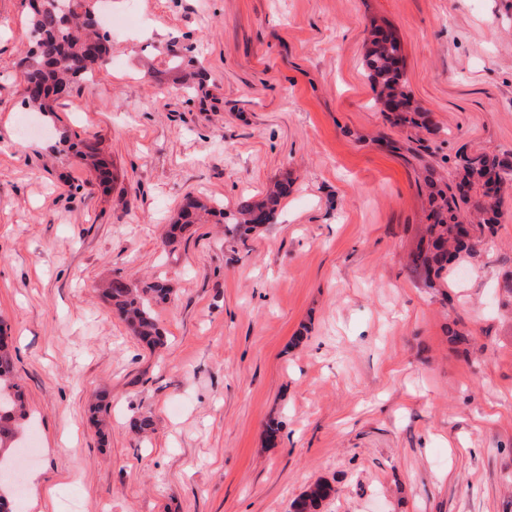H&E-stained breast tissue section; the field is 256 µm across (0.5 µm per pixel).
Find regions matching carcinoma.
I'll return each instance as SVG.
<instances>
[{
	"label": "carcinoma",
	"mask_w": 512,
	"mask_h": 512,
	"mask_svg": "<svg viewBox=\"0 0 512 512\" xmlns=\"http://www.w3.org/2000/svg\"><path fill=\"white\" fill-rule=\"evenodd\" d=\"M96 12L97 0H76L67 16L55 7V0H40V6L32 7L29 24L36 33L35 48L20 60L19 66L23 72V101L33 111H54V103L71 90L76 80L90 78L108 62L110 47L108 39L97 31ZM403 64L398 38L391 32L377 33L368 50L366 66L368 79L379 88V101L383 105L394 99L404 103V111L388 113L393 125L427 129L428 116L412 107L401 83ZM76 156L97 173L101 185L109 183L110 173L98 160L95 145L84 143ZM427 187L428 245L411 256L410 266L432 283L462 256L474 254L475 241L495 234L496 200L512 189V160L496 154H466L459 159L453 184L442 187L430 177ZM289 192V182L279 181L264 198L245 201L230 215L206 200L188 196L170 224L167 242L176 243L178 235L196 223L203 212L219 216L222 223L230 225L232 233L271 224L278 203ZM102 295L141 343L150 349L163 346L164 334L154 306L171 300L173 289L166 281L154 279L138 286L115 278L102 288ZM26 416V394L16 379L10 343L0 338L1 472L19 450ZM331 495L329 484L317 482L292 502L291 512H318Z\"/></svg>",
	"instance_id": "1"
}]
</instances>
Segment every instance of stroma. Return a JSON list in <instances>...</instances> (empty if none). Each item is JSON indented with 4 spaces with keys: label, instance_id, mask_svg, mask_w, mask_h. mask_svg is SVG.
Returning a JSON list of instances; mask_svg holds the SVG:
<instances>
[{
    "label": "stroma",
    "instance_id": "obj_1",
    "mask_svg": "<svg viewBox=\"0 0 512 512\" xmlns=\"http://www.w3.org/2000/svg\"><path fill=\"white\" fill-rule=\"evenodd\" d=\"M29 11L0 0L20 512H289L317 481L320 512H512V195L443 288L408 264L427 169L512 154V0H112L108 65L48 113L21 95ZM376 26L400 38L422 140L374 103ZM200 69L203 91L175 84ZM85 140L110 187L68 153ZM284 177L275 223L239 238L207 216L165 244L185 196L233 211ZM150 277L176 291L156 351L97 291Z\"/></svg>",
    "mask_w": 512,
    "mask_h": 512
}]
</instances>
